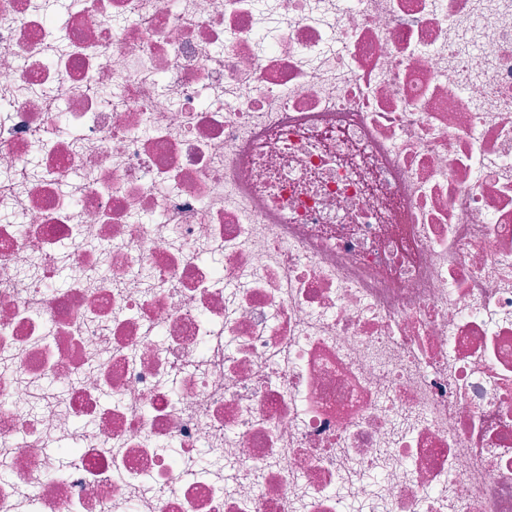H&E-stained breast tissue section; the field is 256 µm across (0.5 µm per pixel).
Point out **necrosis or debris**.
I'll return each mask as SVG.
<instances>
[{
  "instance_id": "4bbe7bcc",
  "label": "necrosis or debris",
  "mask_w": 512,
  "mask_h": 512,
  "mask_svg": "<svg viewBox=\"0 0 512 512\" xmlns=\"http://www.w3.org/2000/svg\"><path fill=\"white\" fill-rule=\"evenodd\" d=\"M0 452V512H512V0H0Z\"/></svg>"
}]
</instances>
